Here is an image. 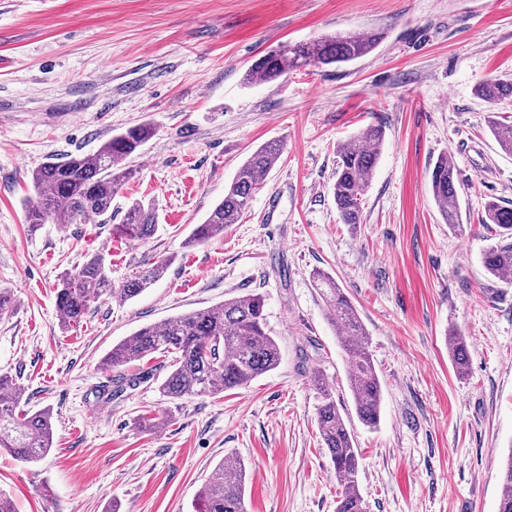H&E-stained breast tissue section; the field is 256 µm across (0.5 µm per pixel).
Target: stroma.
Segmentation results:
<instances>
[{
  "label": "stroma",
  "mask_w": 512,
  "mask_h": 512,
  "mask_svg": "<svg viewBox=\"0 0 512 512\" xmlns=\"http://www.w3.org/2000/svg\"><path fill=\"white\" fill-rule=\"evenodd\" d=\"M378 31L349 64L307 66L248 85L281 45ZM512 77V0H0V373L26 408L53 415L54 444L29 464L0 452V490L16 512H194L225 455L247 469L248 512H336L341 487L316 424L332 397L351 418L367 512H497L512 444V283L482 264L489 201L512 202V155L488 128L512 99H480ZM155 132L108 215L31 229L32 173L89 155L127 128ZM385 141L362 222L341 223L336 150L368 125ZM283 154L224 233L184 247L258 146ZM455 163L459 223L431 192ZM157 232L116 229L134 201ZM103 253L113 285L169 259L129 301L102 297L63 327L56 285ZM329 273L359 312L383 392L380 420L356 421L347 363L312 273ZM258 292L280 365L248 387L170 400L163 357L126 366L151 381L98 398L103 357L137 329ZM464 337L466 374L448 355ZM321 369L326 390L310 380ZM161 418L143 430V418ZM479 95L489 103L512 99V79H489L479 87Z\"/></svg>",
  "instance_id": "1"
}]
</instances>
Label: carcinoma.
Here are the masks:
<instances>
[{
    "mask_svg": "<svg viewBox=\"0 0 512 512\" xmlns=\"http://www.w3.org/2000/svg\"><path fill=\"white\" fill-rule=\"evenodd\" d=\"M381 33L352 32L325 36L298 44H285L258 59L248 70L250 84L274 81L291 68L351 63L374 50ZM489 103L512 99V79H489L479 87ZM499 146L512 155V123L490 122ZM153 136L149 125L132 127L113 136L91 155H68L51 161L32 176L33 195L25 206L28 224H76L91 216L106 215L112 196L132 177L126 160ZM380 126H368L349 143L337 149L336 179L332 194L341 223H361L362 203L384 143ZM283 144L269 141L237 169L224 198L211 210L187 240L191 246L224 232L237 222L262 188L263 177L275 166ZM454 163L446 155L434 164L431 191L446 224H457L458 190ZM482 223L496 225L495 242L483 253V267L495 279L512 274V204L490 201ZM119 232L129 239H147L157 230L150 204L132 203ZM163 259L133 273L121 286H112L102 254L96 253L65 273L57 286L56 305L62 324L82 322L91 302L107 293L127 301L160 280L168 267ZM315 286L326 306L327 319L336 329L348 364L347 385L359 420L368 427L377 424L383 398L379 375L369 351L366 328L355 307L329 274L317 272ZM265 298L259 293L233 297L224 303L151 324L138 329L112 346L103 363L120 368L155 354L169 358L168 373L159 389L175 400L216 395L247 387L259 376L275 369L280 349L267 330ZM448 352L458 374L468 369L466 346L459 336L448 337ZM24 391L7 376H0V449L22 462L41 460L52 448V422L48 410L19 414ZM317 428L330 455L341 495L336 512H366L359 492L360 454L336 405L328 398L318 408ZM498 512H512V449L501 471ZM247 472L244 462L228 456L200 493L197 512H247Z\"/></svg>",
    "mask_w": 512,
    "mask_h": 512,
    "instance_id": "cac0c4a2",
    "label": "carcinoma"
}]
</instances>
